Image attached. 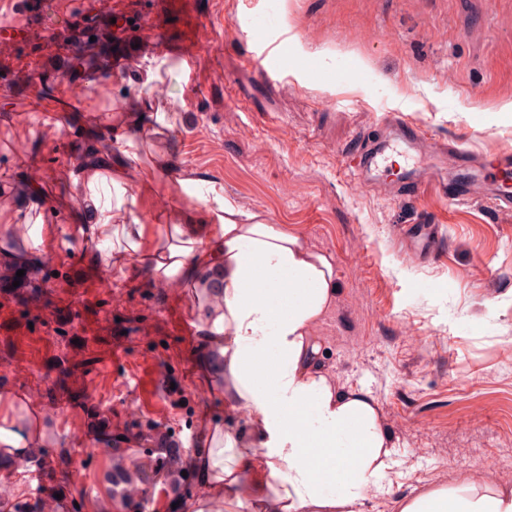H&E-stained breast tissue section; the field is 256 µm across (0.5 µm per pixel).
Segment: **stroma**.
I'll return each mask as SVG.
<instances>
[{"instance_id": "obj_1", "label": "stroma", "mask_w": 512, "mask_h": 512, "mask_svg": "<svg viewBox=\"0 0 512 512\" xmlns=\"http://www.w3.org/2000/svg\"><path fill=\"white\" fill-rule=\"evenodd\" d=\"M39 2L34 33L0 52V421L32 418L51 453L0 471L9 496L36 512H71L73 499L80 512H126L104 480L118 457L143 490L140 512H173L205 493L193 450L215 426L252 439L224 396L217 343L197 332L201 289L100 264L80 232L93 210L84 181H111L121 163L135 204L117 223L180 224L217 190L332 259L319 366L339 390L369 394L395 449L364 512L482 483L512 446V214L432 186L416 198L357 190L339 157L380 137L394 110L465 151L512 148V0H178L163 14L151 0ZM250 16L268 39L291 31L283 79L248 64ZM118 18L127 68L100 83L82 30L106 34ZM191 35L211 47L193 64L179 52ZM302 61L322 78H305ZM67 81L84 84L79 103L63 105ZM40 222L55 235L35 248L26 230ZM428 222L441 251L408 260L392 225ZM34 398L55 413H36ZM108 432L116 457L93 454ZM158 432L180 449L177 466L150 448ZM172 468L192 476L178 492Z\"/></svg>"}]
</instances>
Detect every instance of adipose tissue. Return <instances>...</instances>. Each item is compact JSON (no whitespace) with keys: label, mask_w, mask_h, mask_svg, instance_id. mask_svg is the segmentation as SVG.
Returning a JSON list of instances; mask_svg holds the SVG:
<instances>
[{"label":"adipose tissue","mask_w":512,"mask_h":512,"mask_svg":"<svg viewBox=\"0 0 512 512\" xmlns=\"http://www.w3.org/2000/svg\"><path fill=\"white\" fill-rule=\"evenodd\" d=\"M100 187L92 178L82 191L96 205L86 230L105 263L143 261L154 278L197 282L205 296L201 330L220 345L226 393L249 409L251 447L238 448L232 432L211 433L199 468L219 492L189 501L185 512L232 502L247 475L259 512H361L393 450L367 394L338 392L316 361L312 329L337 291L331 259L218 193L206 217L160 225L145 255V225L113 223ZM399 512H512V488L463 481L405 500Z\"/></svg>","instance_id":"obj_1"}]
</instances>
